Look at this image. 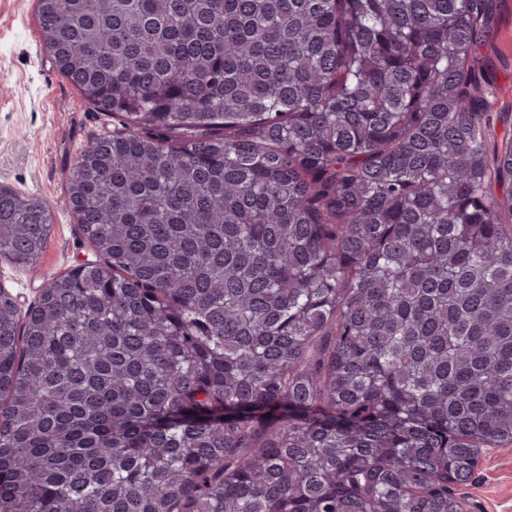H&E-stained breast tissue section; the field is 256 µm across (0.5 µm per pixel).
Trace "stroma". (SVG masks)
Segmentation results:
<instances>
[{"mask_svg": "<svg viewBox=\"0 0 512 512\" xmlns=\"http://www.w3.org/2000/svg\"><path fill=\"white\" fill-rule=\"evenodd\" d=\"M35 10L36 0H0V185L44 199L53 216L37 273L0 258V290L23 310L50 278L96 257L69 207L65 181L81 150L113 128L111 114L86 101L44 51ZM479 54L494 90L490 142L498 146L512 140V0H502ZM457 492L470 512H512V444L485 451L474 479Z\"/></svg>", "mask_w": 512, "mask_h": 512, "instance_id": "35a3bbf8", "label": "stroma"}]
</instances>
